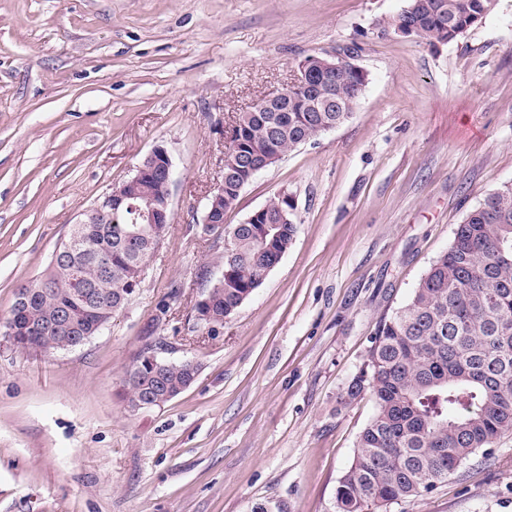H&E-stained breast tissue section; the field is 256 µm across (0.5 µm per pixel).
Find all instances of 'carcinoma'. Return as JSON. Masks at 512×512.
Masks as SVG:
<instances>
[{"label": "carcinoma", "mask_w": 512, "mask_h": 512, "mask_svg": "<svg viewBox=\"0 0 512 512\" xmlns=\"http://www.w3.org/2000/svg\"><path fill=\"white\" fill-rule=\"evenodd\" d=\"M498 0H406L393 27L405 37L448 43L493 13ZM336 110L314 109L299 93L288 112L266 108L236 117L224 168V203L214 229L233 238L224 258V284L210 291L205 324H222L259 288L293 243L297 226L221 223L251 177L237 162L258 160L276 146L293 151L353 114L368 74L345 70L328 78ZM139 195L160 196L164 184L143 179ZM170 217L147 224L126 208L107 224H86L72 265L50 264L29 283L22 311L5 321L18 330L16 350L28 354L67 351L91 339L122 310L136 282L147 244L166 233ZM69 306L74 320L62 325L55 311ZM199 372L191 360L159 371L135 361L123 386L130 409L151 389L180 393ZM369 392L375 410L360 431L349 468L338 482L335 512H386L388 505L431 492L476 457L489 460L501 435L512 432V184L489 193L457 225L447 250L433 261L409 300L382 318L370 338L367 360L353 376L346 398Z\"/></svg>", "instance_id": "obj_1"}]
</instances>
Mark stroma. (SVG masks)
<instances>
[{
  "label": "stroma",
  "mask_w": 512,
  "mask_h": 512,
  "mask_svg": "<svg viewBox=\"0 0 512 512\" xmlns=\"http://www.w3.org/2000/svg\"><path fill=\"white\" fill-rule=\"evenodd\" d=\"M406 0H0V319L71 227L155 148L172 222L125 309L86 344H0V512H334L372 397L346 401L379 320L457 224L512 183V0L448 43L397 34ZM353 51L368 84L344 124L242 190H279L297 233L223 324L197 322L224 235L203 229L238 113L311 55ZM172 314L159 319L158 306ZM193 384L130 410L146 346ZM387 512H512V433Z\"/></svg>",
  "instance_id": "stroma-1"
}]
</instances>
